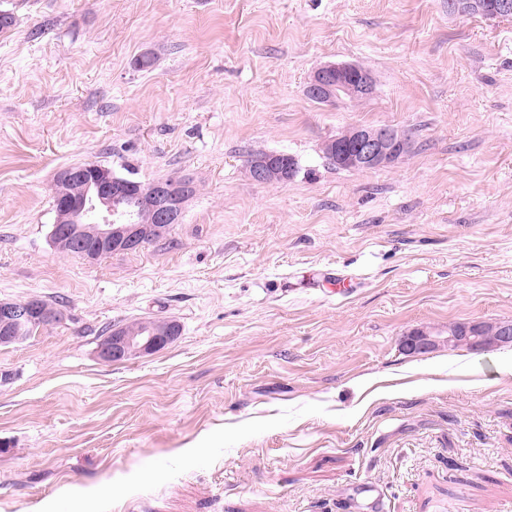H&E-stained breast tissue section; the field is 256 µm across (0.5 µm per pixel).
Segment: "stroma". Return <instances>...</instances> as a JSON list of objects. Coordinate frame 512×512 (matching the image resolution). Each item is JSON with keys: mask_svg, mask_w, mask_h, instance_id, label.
Wrapping results in <instances>:
<instances>
[{"mask_svg": "<svg viewBox=\"0 0 512 512\" xmlns=\"http://www.w3.org/2000/svg\"><path fill=\"white\" fill-rule=\"evenodd\" d=\"M0 301L60 325L0 347V512H512V347L413 355L512 320V17L448 0H0ZM155 58L138 69L142 54ZM329 63L360 105L311 100ZM391 126L376 170L323 144ZM299 164L251 180L257 153ZM99 164L196 192L168 234L56 250L51 188ZM177 341L107 365V329ZM96 498H69L70 486ZM306 90L325 102L354 100L348 102L362 104L373 95L375 82L372 74L363 67L354 64H329L312 72ZM307 96L315 102L324 103L308 93ZM461 328H448V336L441 338L440 336H432L423 331L414 332L410 336H406L402 341L403 349L409 353H426L447 344L448 347L468 342L476 351H484L491 346H508L512 345V323L500 325L499 336L492 344L486 343L485 336H480L482 326L481 323H461ZM460 330L466 336H457Z\"/></svg>", "mask_w": 512, "mask_h": 512, "instance_id": "35a3bbf8", "label": "stroma"}]
</instances>
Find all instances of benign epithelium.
Masks as SVG:
<instances>
[{
  "mask_svg": "<svg viewBox=\"0 0 512 512\" xmlns=\"http://www.w3.org/2000/svg\"><path fill=\"white\" fill-rule=\"evenodd\" d=\"M449 5L461 12L509 16L512 0H451ZM306 90L326 102H345L373 95L375 82L372 74L354 64H329L315 69ZM401 130L390 126H358L348 135L347 147L339 144L328 152L332 163L350 168L378 169L399 159L398 142ZM249 177L260 183L291 181V166L281 154L260 156L247 164ZM59 203L51 236L62 252L71 253L77 246L81 257L97 260L114 252L134 251L143 241L159 238L176 223L189 195L188 186L180 182L155 183L138 194L139 209L152 214L144 224L129 218L112 217V200L126 192V182L107 169L87 172L86 169L67 168L57 177ZM63 321L58 309L50 308L42 300L32 298L25 302L0 301V346L19 344L35 330L56 326ZM482 326L477 322L451 328L441 338L418 331L404 338L403 349L409 353H426L441 345L468 342L477 351L490 347L481 336ZM179 326L169 321L156 327L132 330L121 326L111 330L99 343L97 356L104 364L129 361L153 353L178 339Z\"/></svg>",
  "mask_w": 512,
  "mask_h": 512,
  "instance_id": "obj_1",
  "label": "benign epithelium"
}]
</instances>
